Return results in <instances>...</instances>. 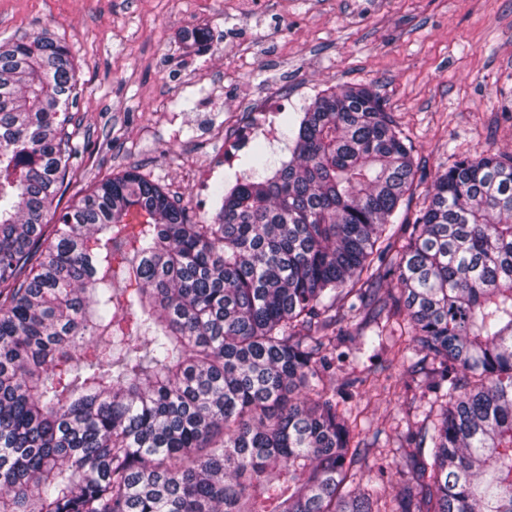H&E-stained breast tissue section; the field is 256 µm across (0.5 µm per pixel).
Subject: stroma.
<instances>
[{
	"label": "stroma",
	"mask_w": 512,
	"mask_h": 512,
	"mask_svg": "<svg viewBox=\"0 0 512 512\" xmlns=\"http://www.w3.org/2000/svg\"><path fill=\"white\" fill-rule=\"evenodd\" d=\"M209 25L205 52L182 31ZM48 32L65 43L78 93L69 130L82 152L66 199L138 168L198 214L224 156V122L261 101L291 116L321 90L371 87L414 147L418 174L477 153H512V0H0V44ZM205 88L215 112L201 109ZM328 389L359 378L353 402L372 445L363 482L384 470L387 497L414 476L415 434L434 399L422 371L357 353L336 336Z\"/></svg>",
	"instance_id": "35a3bbf8"
}]
</instances>
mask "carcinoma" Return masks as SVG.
I'll return each instance as SVG.
<instances>
[{
	"label": "carcinoma",
	"instance_id": "obj_1",
	"mask_svg": "<svg viewBox=\"0 0 512 512\" xmlns=\"http://www.w3.org/2000/svg\"><path fill=\"white\" fill-rule=\"evenodd\" d=\"M77 84L44 33L0 46V512H512V155L455 162L410 220L411 143L329 88L211 216L133 168L49 234ZM401 311L440 405L387 509L324 376L337 325L376 349Z\"/></svg>",
	"mask_w": 512,
	"mask_h": 512
}]
</instances>
